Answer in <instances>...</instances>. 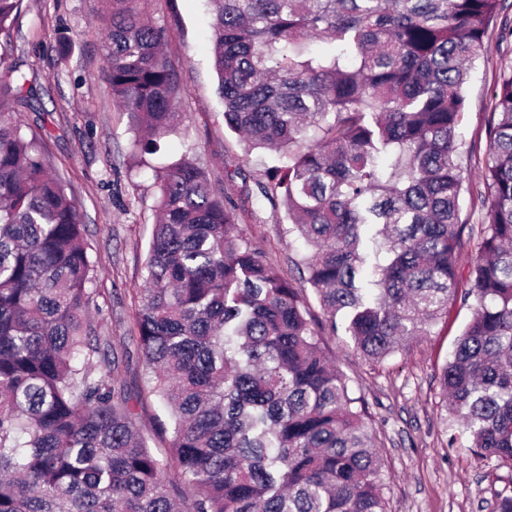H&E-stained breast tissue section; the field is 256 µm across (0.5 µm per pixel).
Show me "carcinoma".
I'll use <instances>...</instances> for the list:
<instances>
[{
    "instance_id": "cac0c4a2",
    "label": "carcinoma",
    "mask_w": 512,
    "mask_h": 512,
    "mask_svg": "<svg viewBox=\"0 0 512 512\" xmlns=\"http://www.w3.org/2000/svg\"><path fill=\"white\" fill-rule=\"evenodd\" d=\"M115 2L112 95L145 131L133 150L154 155L181 119L180 86L162 31L136 0ZM211 3L224 123L278 154L258 188L310 247V288L238 231L237 204L199 163L159 168L131 395L117 381L129 352L88 319L80 212L0 106V512H387L365 408L324 337L342 329L383 361L459 299L473 314L439 372L446 409L478 456L512 469V60L486 121L477 256L458 266L460 156L473 155L462 86L491 23L512 36L501 0ZM21 4L0 0L8 77ZM148 397L164 456L136 428Z\"/></svg>"
}]
</instances>
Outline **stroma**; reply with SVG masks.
I'll use <instances>...</instances> for the list:
<instances>
[{"mask_svg": "<svg viewBox=\"0 0 512 512\" xmlns=\"http://www.w3.org/2000/svg\"><path fill=\"white\" fill-rule=\"evenodd\" d=\"M112 8L113 0H23L11 30L10 62L25 81V100L14 106L23 131L39 139L85 224L84 242L96 268L91 324L98 336L127 343L130 362L118 381L134 391L143 376L129 338L157 221L154 167L183 158L200 163L211 183L237 200L243 235L295 281L307 276L301 259L308 248L290 233L283 206L271 205L258 190L243 192L241 180L227 178L241 167L251 181L264 180L277 160L270 152L247 151L224 125L209 0H137L141 16L162 30L163 53L182 87L177 110L183 119L146 166L132 153L135 131L129 114L115 106L108 81L103 22ZM498 32L491 25L464 88L460 132L481 153L487 150L481 136L493 80L504 58ZM472 313V305L454 302L448 322L380 363L360 355L345 333L325 339L366 403L388 512H492L496 493L512 487V469L475 456L469 437L446 419L438 372Z\"/></svg>", "mask_w": 512, "mask_h": 512, "instance_id": "1", "label": "stroma"}]
</instances>
